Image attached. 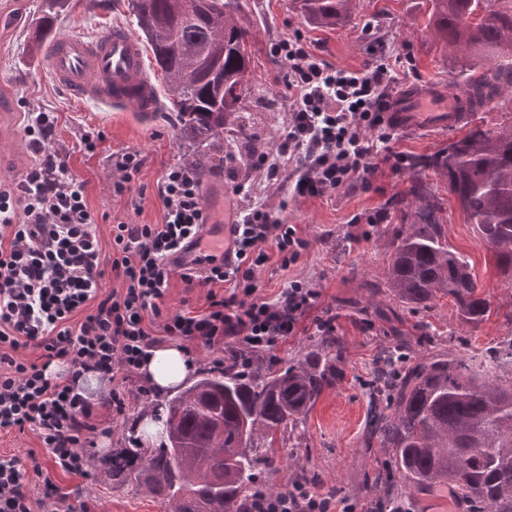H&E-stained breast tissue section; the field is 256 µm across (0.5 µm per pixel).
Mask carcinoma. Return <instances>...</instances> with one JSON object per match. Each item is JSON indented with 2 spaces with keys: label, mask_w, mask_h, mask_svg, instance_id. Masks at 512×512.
Here are the masks:
<instances>
[{
  "label": "carcinoma",
  "mask_w": 512,
  "mask_h": 512,
  "mask_svg": "<svg viewBox=\"0 0 512 512\" xmlns=\"http://www.w3.org/2000/svg\"><path fill=\"white\" fill-rule=\"evenodd\" d=\"M41 27H52L67 0H46ZM356 0H299L304 20L330 27L352 19ZM135 25L165 80L168 102L184 135L218 147L186 163L200 177L224 167V131L248 138L239 125L251 69L250 32L240 23L241 0H128ZM430 39L457 57L484 54L496 62L478 79L479 107L512 88V0H431ZM448 198L492 251L500 273L512 276V124L476 126L431 156ZM406 223L386 241L383 280L365 281L418 312L449 298L461 322L474 328L494 312L473 265L448 243L438 213L444 199L416 180ZM345 348L322 336L288 367L263 354L249 373L232 365L206 371L164 404L166 439L146 448L134 434L104 459L109 475L167 503L173 512H241L264 479L280 471V449L323 393L336 385ZM512 340L492 356L465 358L452 349L416 352L397 340L377 353L369 381L372 418L364 452L387 459L372 483L385 502L401 507L416 493L447 489L467 512H512Z\"/></svg>",
  "instance_id": "cac0c4a2"
}]
</instances>
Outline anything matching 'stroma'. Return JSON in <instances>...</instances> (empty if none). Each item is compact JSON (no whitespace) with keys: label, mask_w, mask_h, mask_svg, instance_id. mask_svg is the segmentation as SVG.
Returning a JSON list of instances; mask_svg holds the SVG:
<instances>
[{"label":"stroma","mask_w":512,"mask_h":512,"mask_svg":"<svg viewBox=\"0 0 512 512\" xmlns=\"http://www.w3.org/2000/svg\"><path fill=\"white\" fill-rule=\"evenodd\" d=\"M430 7L429 0H359L348 23L315 28L306 25L292 0H245L242 18L253 34L254 55L251 91L242 121L254 133L260 148H273L288 123V90L284 83L272 80L280 66L271 48L294 30H302L315 41L328 62L350 68L360 67L370 42L382 38L390 51L409 56V82L438 85L449 94L467 79L487 71L491 60L474 55L462 69L448 60L441 48L425 40L423 28ZM44 10V0H0V183L10 184L33 161L22 134L27 112L55 113L52 146L68 154L71 168L86 181L91 210L98 215L109 214V222L98 226L101 242L106 245L111 241L113 222H161L163 207L157 183L166 166L183 161L188 143L170 110L161 109L147 121L131 107L115 112L95 102L76 100L38 66L40 50L53 39L78 32L90 34L112 24L133 27L127 0H69L68 8L60 13L48 34L40 28ZM511 123L512 92L507 90L498 102L472 113L468 125L454 132H398L397 148L413 159L426 157L446 148L451 136H463L468 126L490 129ZM97 131L103 133L104 141L96 154H87L81 139ZM224 141L223 169L202 182L204 204L218 221L231 208L233 182L252 176L250 151L237 146L232 134H225ZM126 149L138 151L143 158L135 181L144 190V203L138 212L113 198L109 190L107 157ZM418 178L436 193H444L443 181L432 170L407 166L393 171L384 166L368 191L339 189L321 197L295 198L282 190L267 198L271 205H284V217L300 225L310 247L290 268L272 262L258 271L260 295L273 296L295 279L307 281L321 293L319 311L335 315L336 334L346 346L342 376L309 413L289 462L304 466L324 488L337 489L339 497L356 503L357 512H369L379 495L367 481L377 468L376 458L361 446L370 415L365 382L379 348L401 335L422 336L429 346L481 357L512 338V278L497 273L490 250L474 226L465 223L458 207L451 204L445 206L439 218L449 243L469 256L479 283L496 307L489 319L475 328L461 324L452 303L445 298L433 308L413 314L388 297H368L361 288V280L382 278L386 243L375 227L367 236L353 240L352 220L385 209L391 223H400L407 207V192ZM161 402V396L155 394L147 400L133 401L127 418L113 423L111 436L98 437V458L123 446L128 430L151 415L153 407ZM55 480L68 495L62 512H81L82 499L71 495L78 485L85 497L96 500V512H170L164 503L137 493L132 483L111 479L100 467L93 468L90 478L82 481L62 473L56 474Z\"/></svg>","instance_id":"35a3bbf8"}]
</instances>
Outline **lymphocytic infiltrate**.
Instances as JSON below:
<instances>
[{
	"mask_svg": "<svg viewBox=\"0 0 512 512\" xmlns=\"http://www.w3.org/2000/svg\"><path fill=\"white\" fill-rule=\"evenodd\" d=\"M277 55L288 125L276 147L253 152L254 180L232 188L239 205L235 261L228 266L209 253L193 268L172 262L185 244L202 240L211 220L202 183L184 163L170 165L159 181L161 223L113 224L112 253L104 255L86 183L51 146L55 116L31 113L23 136L34 161L0 188V433H35L46 459L26 464L0 453V512H47L62 499L53 472L89 476L103 422L124 418L132 400L150 396L139 369L155 347L177 341L190 353L205 349L220 369L227 343L270 352L297 335L319 291L294 280L262 298L256 274L273 257L281 268L295 265L309 241L281 209L257 202V193L287 184L293 197H321L370 186L380 165L397 171L407 164L386 116L401 56L375 41L361 68L349 69L329 63L298 30L281 41ZM109 165L113 197L140 210L143 198L133 188L140 153L114 152ZM108 277L118 288L105 289ZM175 278L186 291L206 289L204 310H163ZM29 351L36 360L26 359ZM57 365L65 376L51 375ZM89 372L110 385L100 399L78 384ZM243 509L355 512L354 504L338 507L297 487L263 492Z\"/></svg>",
	"mask_w": 512,
	"mask_h": 512,
	"instance_id": "lymphocytic-infiltrate-1",
	"label": "lymphocytic infiltrate"
}]
</instances>
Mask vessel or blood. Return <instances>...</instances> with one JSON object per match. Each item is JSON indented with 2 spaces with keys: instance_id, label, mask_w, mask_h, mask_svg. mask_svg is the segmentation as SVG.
<instances>
[{
  "instance_id": "obj_1",
  "label": "vessel or blood",
  "mask_w": 512,
  "mask_h": 512,
  "mask_svg": "<svg viewBox=\"0 0 512 512\" xmlns=\"http://www.w3.org/2000/svg\"><path fill=\"white\" fill-rule=\"evenodd\" d=\"M42 67L70 97L95 100L115 111L131 105L148 117L160 109L139 40L125 27L59 38L45 47ZM467 101L464 89L448 95L436 85H411L392 97L387 116L402 130L425 125L451 131L468 121ZM232 229L229 223L210 224L204 237L228 264L234 260Z\"/></svg>"
}]
</instances>
